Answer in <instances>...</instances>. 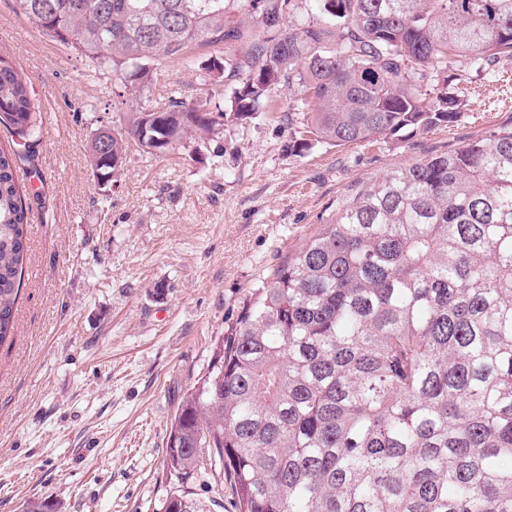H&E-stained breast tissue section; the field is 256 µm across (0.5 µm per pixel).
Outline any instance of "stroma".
I'll return each mask as SVG.
<instances>
[{
  "mask_svg": "<svg viewBox=\"0 0 512 512\" xmlns=\"http://www.w3.org/2000/svg\"><path fill=\"white\" fill-rule=\"evenodd\" d=\"M0 51L28 80L40 125L21 165L28 259L13 333L0 344V512H158L175 480L170 424L252 288L339 206L390 169L512 125V57L466 72L458 122L363 143L293 148L299 82L258 112L162 154L130 143L116 185L93 178L95 129L131 107L190 99L215 47L162 63L130 100L121 79L0 0Z\"/></svg>",
  "mask_w": 512,
  "mask_h": 512,
  "instance_id": "stroma-1",
  "label": "stroma"
}]
</instances>
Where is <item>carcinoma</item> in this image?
<instances>
[{
	"mask_svg": "<svg viewBox=\"0 0 512 512\" xmlns=\"http://www.w3.org/2000/svg\"><path fill=\"white\" fill-rule=\"evenodd\" d=\"M304 1L320 19L285 25ZM96 71L151 88L196 46L206 89L129 112L91 172L114 183L127 143L163 154L259 109L294 78L312 134L341 146L459 120L428 70L512 56V0H15ZM238 81L230 107L213 88ZM27 80L0 53V124L36 131ZM20 155L0 149V344L27 258ZM177 484L221 467L238 512H512V126L386 173L252 289L181 400L166 442ZM178 489L160 512H212Z\"/></svg>",
	"mask_w": 512,
	"mask_h": 512,
	"instance_id": "cac0c4a2",
	"label": "carcinoma"
}]
</instances>
